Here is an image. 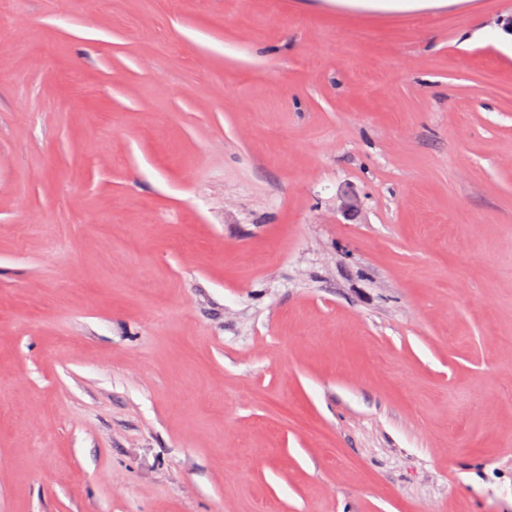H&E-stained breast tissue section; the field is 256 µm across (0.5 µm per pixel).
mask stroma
I'll return each mask as SVG.
<instances>
[{"instance_id": "35a3bbf8", "label": "stroma", "mask_w": 512, "mask_h": 512, "mask_svg": "<svg viewBox=\"0 0 512 512\" xmlns=\"http://www.w3.org/2000/svg\"><path fill=\"white\" fill-rule=\"evenodd\" d=\"M512 0H0V512H512Z\"/></svg>"}]
</instances>
